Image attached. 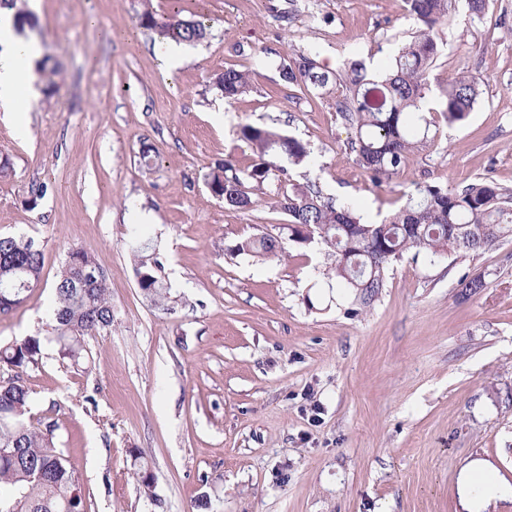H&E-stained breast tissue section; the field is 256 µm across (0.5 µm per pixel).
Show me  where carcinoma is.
Segmentation results:
<instances>
[{
	"label": "carcinoma",
	"instance_id": "carcinoma-1",
	"mask_svg": "<svg viewBox=\"0 0 512 512\" xmlns=\"http://www.w3.org/2000/svg\"><path fill=\"white\" fill-rule=\"evenodd\" d=\"M461 1L472 16L481 15L487 6V0H406L418 30L373 72L354 59L331 72L305 51L279 65L280 78L300 88L324 94L333 83L345 85L347 95L336 101V111L354 132L351 150L375 179L396 173L428 141L430 121L421 112V102L429 70L441 50V24ZM139 24L178 44L193 45L208 35L204 21L183 19L177 13L158 18L146 10ZM480 82L466 71L448 79L440 90L448 123L468 119L480 98ZM251 83L249 74L234 68L213 78V86L227 102L246 93ZM241 139L252 149L256 163L240 174L228 161L216 165L206 177L211 195L228 208L244 210L252 204L248 186L260 189L275 176L274 205L287 216L288 240L298 245L323 243L331 260L328 272L338 285L352 289L363 305L381 294L390 266L406 252L432 261L452 255L463 258L512 240V190L488 178L460 190L426 186L383 222L370 224L352 206L325 196L316 184L292 182L293 168L312 165L300 140L252 125L241 128ZM48 189L45 182L31 181L25 203L36 207ZM143 248L138 240L131 246L138 285L152 302L161 304L167 298L158 276L161 262L142 256ZM235 250L258 258L286 253L283 242L267 235L246 239ZM42 268L43 255L33 239L0 235V315L22 305L26 293L40 284ZM113 318L105 270L93 252L71 248L54 284L51 322L45 332L0 346V372L7 373L0 377V512H87L79 478L65 449L57 446L58 422L30 421L32 390L25 375L39 364L47 342L58 344L62 358L80 367L86 338L112 330ZM133 467L144 496L161 506L148 462L135 455Z\"/></svg>",
	"mask_w": 512,
	"mask_h": 512
}]
</instances>
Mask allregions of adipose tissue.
I'll return each instance as SVG.
<instances>
[{"instance_id": "1", "label": "adipose tissue", "mask_w": 512, "mask_h": 512, "mask_svg": "<svg viewBox=\"0 0 512 512\" xmlns=\"http://www.w3.org/2000/svg\"><path fill=\"white\" fill-rule=\"evenodd\" d=\"M14 22L13 10L0 8V106L19 114L29 111L36 98L42 49L38 41L19 36Z\"/></svg>"}]
</instances>
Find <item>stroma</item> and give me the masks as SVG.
Here are the masks:
<instances>
[{
	"label": "stroma",
	"instance_id": "35a3bbf8",
	"mask_svg": "<svg viewBox=\"0 0 512 512\" xmlns=\"http://www.w3.org/2000/svg\"><path fill=\"white\" fill-rule=\"evenodd\" d=\"M17 5L58 73L23 125L0 109L12 168L0 178V233L33 237L44 257L39 287L0 316V344L49 322L69 248L96 255L111 331L88 338L86 369L49 343L27 377L30 416L59 422L88 512H153L135 452L164 512H199L203 495L216 512H512V240L463 260L405 253L362 306L328 287L322 244L265 260L236 253L285 223L275 182L246 210L224 207L204 182L224 160L250 169L240 129L251 124L306 144L315 165L295 182L317 181L370 223L428 185L486 177L512 188V0H488L478 18L449 15L423 103L431 140L378 181L350 148L335 94L284 86L279 64L303 49L333 71L386 61L417 30L405 0H185L211 28L176 70L138 23L142 0ZM230 67L252 78L231 103L210 85ZM461 71L483 80V94L451 125L439 91ZM33 180L50 190L31 209ZM138 226L164 265L161 307L137 283ZM477 274L485 287L466 293L462 280ZM476 460L499 494L477 499L463 485ZM134 473L136 474L140 483L141 491L144 496L151 500L156 507H161L160 499L156 497L154 492V476L147 461L142 460L141 456H133Z\"/></svg>",
	"mask_w": 512,
	"mask_h": 512
}]
</instances>
